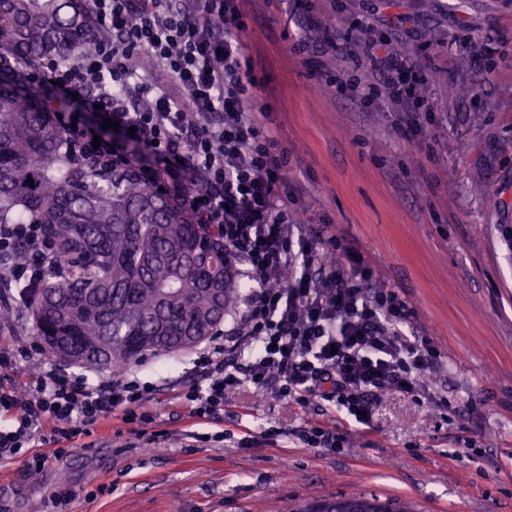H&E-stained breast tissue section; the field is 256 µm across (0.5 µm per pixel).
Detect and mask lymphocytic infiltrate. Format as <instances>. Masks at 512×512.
I'll use <instances>...</instances> for the list:
<instances>
[{
    "label": "lymphocytic infiltrate",
    "instance_id": "f902f5d3",
    "mask_svg": "<svg viewBox=\"0 0 512 512\" xmlns=\"http://www.w3.org/2000/svg\"><path fill=\"white\" fill-rule=\"evenodd\" d=\"M241 0H89L102 32L94 54L24 67L27 83L54 104L71 162L133 168L199 223L214 227L251 288L230 328L216 330L194 359L196 380L178 385L189 416L207 423L224 413L230 392L246 386L307 408H345L367 423L390 392L419 397L437 411L448 397L426 388L440 368L432 337L411 335L416 311L395 290L374 283L355 251L328 254L336 237L296 223L285 190L284 156L266 138L244 60ZM350 39L326 28L325 46L352 44L362 74L349 86L366 100L384 96L401 112L425 105L429 77L420 60L352 25ZM154 62L152 75L136 59ZM116 121L115 135L104 132ZM54 247L38 224H0V288L42 276ZM39 370L0 387V458L42 468L63 448L120 414L137 436L155 430L153 383L124 370L109 377L58 365L41 347L0 345V372ZM50 442L49 451L38 445Z\"/></svg>",
    "mask_w": 512,
    "mask_h": 512
}]
</instances>
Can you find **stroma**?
I'll list each match as a JSON object with an SVG mask.
<instances>
[{"label": "stroma", "mask_w": 512, "mask_h": 512, "mask_svg": "<svg viewBox=\"0 0 512 512\" xmlns=\"http://www.w3.org/2000/svg\"><path fill=\"white\" fill-rule=\"evenodd\" d=\"M245 57L287 158L298 222L329 225L336 258L355 248L378 281L410 301L414 332L433 336L446 363L435 386L458 398L445 420L428 403L384 395L369 424L334 408H303L249 389L229 394L220 419L188 438L173 381L193 380V351L148 354L131 370L158 387L165 438L112 419L43 469L0 463V512H267L339 493L411 503L415 512H512V0H243ZM362 19L376 37L425 51L442 68L429 110L401 123L385 100L350 96L349 58L292 46ZM318 421L347 436L332 452L297 430ZM275 440L247 444L267 427ZM479 434L483 458L465 455Z\"/></svg>", "instance_id": "obj_1"}]
</instances>
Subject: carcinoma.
I'll return each instance as SVG.
<instances>
[{
  "mask_svg": "<svg viewBox=\"0 0 512 512\" xmlns=\"http://www.w3.org/2000/svg\"><path fill=\"white\" fill-rule=\"evenodd\" d=\"M96 45L88 0H0V224H40L55 245L43 279L26 288L38 334L72 350L78 365L114 369L205 340L237 282L220 238L135 171L73 166L46 102L15 66L90 55ZM349 508L413 512L351 494L293 512Z\"/></svg>",
  "mask_w": 512,
  "mask_h": 512,
  "instance_id": "cac0c4a2",
  "label": "carcinoma"
}]
</instances>
